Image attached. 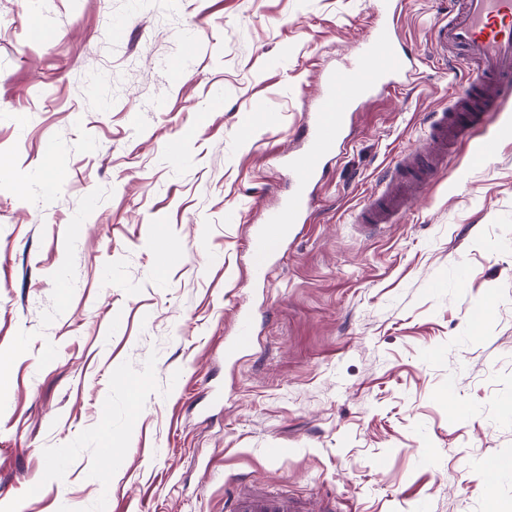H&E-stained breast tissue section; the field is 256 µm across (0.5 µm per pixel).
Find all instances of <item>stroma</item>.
<instances>
[{
	"label": "stroma",
	"mask_w": 512,
	"mask_h": 512,
	"mask_svg": "<svg viewBox=\"0 0 512 512\" xmlns=\"http://www.w3.org/2000/svg\"><path fill=\"white\" fill-rule=\"evenodd\" d=\"M400 9L417 77L353 112L259 282L252 232L375 0H0V512H224L239 477L314 512H512L486 468L512 456V98L492 157L355 222L465 90L430 53L448 0Z\"/></svg>",
	"instance_id": "obj_1"
}]
</instances>
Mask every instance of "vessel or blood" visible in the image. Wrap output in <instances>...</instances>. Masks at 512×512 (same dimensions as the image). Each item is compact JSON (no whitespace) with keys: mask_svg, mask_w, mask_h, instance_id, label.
I'll use <instances>...</instances> for the list:
<instances>
[{"mask_svg":"<svg viewBox=\"0 0 512 512\" xmlns=\"http://www.w3.org/2000/svg\"><path fill=\"white\" fill-rule=\"evenodd\" d=\"M385 20L353 63L328 71L321 79L316 111L307 129V146L293 157L289 169L294 190L267 213L253 239L259 261L253 275L267 280L265 262L288 241L297 225L307 223L311 189L324 175L330 158L347 140L353 107L384 82L410 76L417 58L400 42V14L396 0H376ZM432 43L440 59L451 62L466 79L467 112L443 111L430 118V141L440 157L449 149L469 144L482 128L487 113L499 111L505 94L512 92V0H452L448 16L433 30ZM401 174L392 176L380 198L364 204L359 223L392 224L423 194L440 167L412 152L400 160ZM225 512H311L306 499L264 488H231Z\"/></svg>","mask_w":512,"mask_h":512,"instance_id":"obj_1","label":"vessel or blood"}]
</instances>
